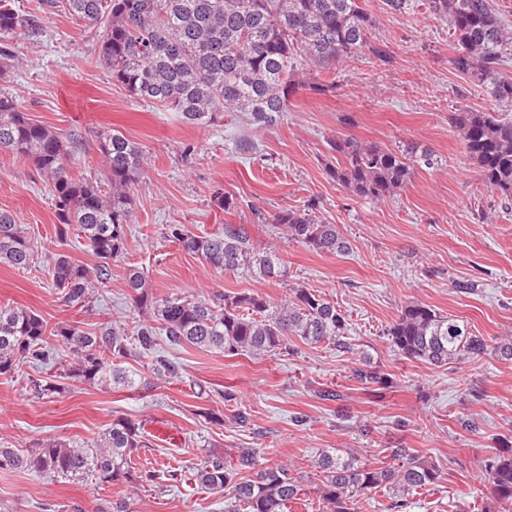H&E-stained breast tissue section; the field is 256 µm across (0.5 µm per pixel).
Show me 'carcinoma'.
<instances>
[{"label":"carcinoma","instance_id":"1","mask_svg":"<svg viewBox=\"0 0 512 512\" xmlns=\"http://www.w3.org/2000/svg\"><path fill=\"white\" fill-rule=\"evenodd\" d=\"M435 16L448 19L454 41L451 64L476 85L487 88L494 108L454 112L467 157L486 188L512 199V26L493 0H429ZM69 14L89 29L100 28L96 63L136 100L179 114L183 122L210 125L218 114L242 112L258 129L277 124L300 89L321 94L336 88V66L366 51L388 63L386 46L370 40L376 20L361 0H66ZM43 33L42 17L0 0V73L14 66L10 39ZM314 67L333 79L299 81L298 71ZM97 151L107 168L105 180L74 172L78 140L66 139L27 117L15 96L0 91V154L30 164L47 182L56 218V236L82 239L99 262L88 267L58 253L48 268L59 300L85 309L112 278V264L124 260L127 227L133 217L130 187L144 173V147L117 129L101 131ZM330 148L336 182L360 197L382 199L403 189L418 169L434 167L428 149H395L353 137H336ZM307 203L267 217L288 240L323 254H341L347 241L337 226L320 221ZM171 237L210 266L226 273L249 271L262 279L284 276L283 260L272 247H257L242 224H226L220 235L201 237L185 226L170 225ZM31 240L11 213L0 209V264L15 270L36 266ZM134 307L147 319L134 336L109 329L89 334L75 323L50 325L40 315L0 304V376L28 364H49L64 379L98 386L136 384L121 366L128 357H152L151 372L174 377L176 362L157 350L158 335L172 346L191 345L254 358L288 349V338L306 344L348 347L347 319L336 305L310 288H292L289 297L215 291L209 297L158 294L149 276L127 269ZM398 356L436 366L468 362L488 354L512 359V338L491 346L463 321L444 317L430 306L410 304L386 329ZM362 384L389 387L387 374L364 360L354 369ZM41 397L60 393L56 384L29 378ZM146 447L140 427L118 419L86 448L46 438L29 448L0 441V469L31 472L50 479L101 483L131 481L132 457ZM312 467L329 512H357L358 497L386 489V509L407 505L408 497L439 482V468L410 457L397 466L374 467L333 448ZM201 486L228 491L247 512H284L304 493L302 477L290 467L263 460L255 448H240L235 462L208 454L196 468ZM484 486L505 512L512 509V444L505 443L485 465Z\"/></svg>","mask_w":512,"mask_h":512}]
</instances>
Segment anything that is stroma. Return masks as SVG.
<instances>
[{"mask_svg": "<svg viewBox=\"0 0 512 512\" xmlns=\"http://www.w3.org/2000/svg\"><path fill=\"white\" fill-rule=\"evenodd\" d=\"M413 3L411 12L392 15L383 0H361L377 20L372 37L387 46L390 63L367 53L348 60L336 70L334 92L299 91L284 118L263 129L232 112L210 125L187 124L177 113L133 99L96 65L94 31L63 8L43 9L40 40L13 38L19 62L0 75V88L16 95L33 121L80 139L79 169L104 178L93 145L108 128L140 143L146 164L130 190L127 255L82 313L59 302L45 267L59 252L90 267L96 256L76 239L59 242L47 184L31 165L0 154V209L27 232L38 263L24 272L0 264V303L53 324L79 322L91 334L110 327L128 336L140 319L126 286L131 267L144 269L156 292L174 297L250 291L278 302L303 286L342 310L351 348L295 339L289 352L256 359L162 342L159 350L179 367L176 378H157L150 358L130 359L127 368L141 373L135 386L64 379L61 393L44 399L29 391L32 368L2 376L0 440L25 448L55 436L86 445L124 418L141 426L147 443L137 466L175 470L182 478L99 484L1 470L0 506L69 512L77 502L96 512L103 501L125 497L130 512H226L228 497L202 488L194 467L211 452L229 459L237 449L256 448L304 476L305 493L289 512H324L312 468L319 453L338 448L388 467L402 448L442 473L405 512H500L480 490L485 461L503 441L512 442V360L488 355L434 366L400 358L385 335L406 305L423 303L487 340L512 336V200L482 186L449 124L450 113L487 110L490 97L453 68L447 22L432 15L427 0ZM341 132L391 147H425L438 164L417 170L394 195L361 198L327 173L336 161L329 142ZM245 139L252 148L242 147ZM218 190L242 197L244 206L221 210L213 200ZM310 201L320 219L337 225L348 252H312L255 218ZM173 224L203 237L227 224L245 225L254 245L280 253L285 275L263 280L216 270L170 237ZM365 358L391 380L382 395L353 376ZM326 387L339 392L338 401L318 398ZM224 391L233 401L221 399ZM207 409L221 423L207 420ZM240 411L250 415L243 426L234 420ZM300 415L305 425H295Z\"/></svg>", "mask_w": 512, "mask_h": 512, "instance_id": "stroma-1", "label": "stroma"}]
</instances>
